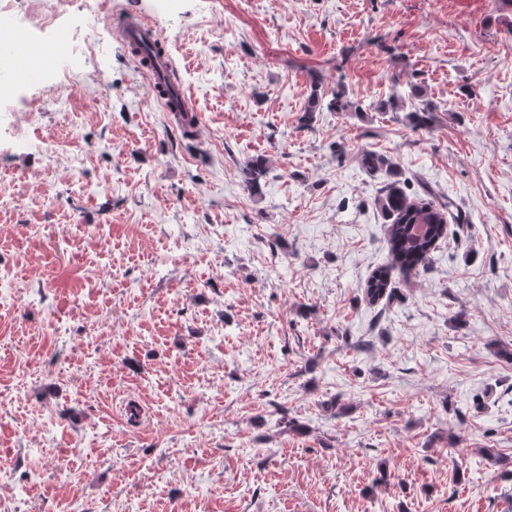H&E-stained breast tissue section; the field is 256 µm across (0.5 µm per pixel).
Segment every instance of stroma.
Returning a JSON list of instances; mask_svg holds the SVG:
<instances>
[{
	"label": "stroma",
	"mask_w": 512,
	"mask_h": 512,
	"mask_svg": "<svg viewBox=\"0 0 512 512\" xmlns=\"http://www.w3.org/2000/svg\"><path fill=\"white\" fill-rule=\"evenodd\" d=\"M83 2L17 0L38 65L0 47L37 102L0 112V512H512V0ZM340 84L360 112L328 108ZM365 150L455 205L375 303ZM121 29L123 44L124 46H127L128 50L130 41L146 44L158 42L159 45L163 47L161 55L156 57L151 63L143 64L140 62L139 58L134 57L137 58L139 67L149 78L154 97L157 100L164 102L167 112H178L180 114L181 119H177L175 124L182 136H191V119L182 112H189V115L193 118L195 125L200 123V116L190 103L187 96H185L180 89L176 92L177 100L175 102H168V97L159 93L163 76L171 74L178 76V71L166 50L163 38L159 33L158 28L151 23L139 20L138 18H129L122 22Z\"/></svg>",
	"instance_id": "1"
}]
</instances>
